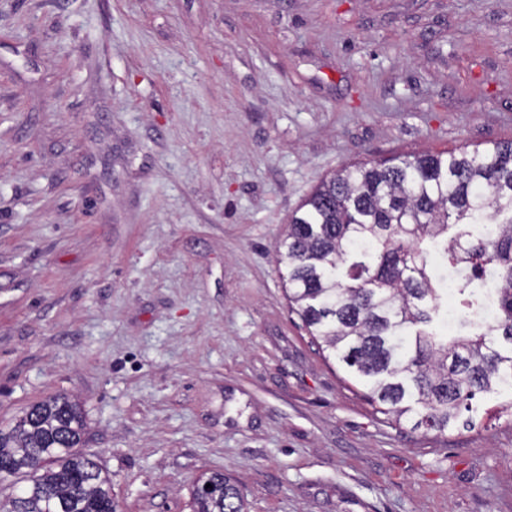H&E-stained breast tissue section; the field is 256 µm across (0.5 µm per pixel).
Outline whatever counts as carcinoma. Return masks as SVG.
Returning <instances> with one entry per match:
<instances>
[{
	"label": "carcinoma",
	"instance_id": "cac0c4a2",
	"mask_svg": "<svg viewBox=\"0 0 512 512\" xmlns=\"http://www.w3.org/2000/svg\"><path fill=\"white\" fill-rule=\"evenodd\" d=\"M288 300L377 412L453 430L479 397L512 393V140L359 161L320 181L278 245ZM85 421L54 396L0 427L3 512H118L80 452ZM191 512H242L222 473Z\"/></svg>",
	"mask_w": 512,
	"mask_h": 512
}]
</instances>
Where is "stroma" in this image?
Returning <instances> with one entry per match:
<instances>
[{"label":"stroma","mask_w":512,"mask_h":512,"mask_svg":"<svg viewBox=\"0 0 512 512\" xmlns=\"http://www.w3.org/2000/svg\"><path fill=\"white\" fill-rule=\"evenodd\" d=\"M512 139V0H0V424L63 395L120 512H512V413H377L285 297L343 165ZM207 481L211 490L207 494L192 492L190 508L192 512H242L243 500L237 486L222 473H212Z\"/></svg>","instance_id":"1"}]
</instances>
